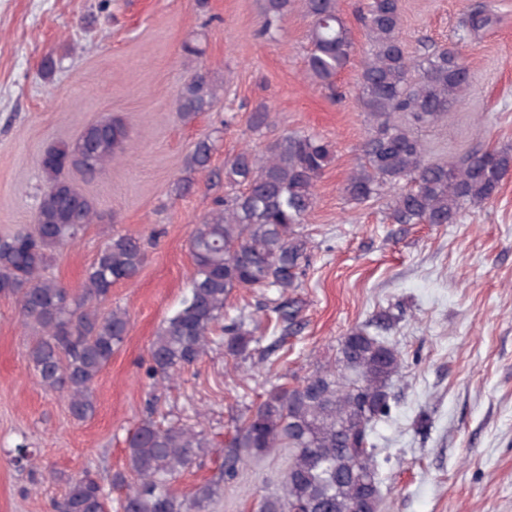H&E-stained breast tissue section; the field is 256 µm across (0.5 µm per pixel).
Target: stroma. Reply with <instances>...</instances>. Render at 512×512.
<instances>
[{"label": "stroma", "instance_id": "1", "mask_svg": "<svg viewBox=\"0 0 512 512\" xmlns=\"http://www.w3.org/2000/svg\"><path fill=\"white\" fill-rule=\"evenodd\" d=\"M363 2L339 0L357 55L331 92L306 70L304 0H293L270 38L263 0H0V233L31 224L44 150L109 113L127 123L131 148L97 177L71 172L101 219L56 251L46 273L76 288L112 234L148 241L138 278L112 289L108 304L127 311L130 330L95 382L97 410L86 421L39 384L31 331L17 303L0 297V512H52L83 470L102 478L123 470L126 437L150 407L158 422L199 423L224 439L272 386L310 376L365 324L403 360L390 415L374 432L381 512H512V178L440 226L392 223L383 198L345 200L370 128L357 87ZM482 2L400 0L410 54L426 41L458 43L471 71L448 116L417 130L431 162L512 148V0H492L493 27L463 37L462 18ZM187 43L197 54L184 52ZM201 68L223 78L224 95L187 121L177 94ZM261 105L272 124L256 130L250 119ZM294 131L329 141L335 158L301 226L311 263L293 293V324L262 322L265 362L237 363L215 346L154 383L148 346L187 291L189 234L223 196L225 163ZM204 137L215 145L210 167L189 172ZM186 178L189 191L177 194ZM282 335L288 342L276 347ZM20 444L34 467L14 462ZM284 467L275 455L247 462L210 512H253Z\"/></svg>", "mask_w": 512, "mask_h": 512}]
</instances>
